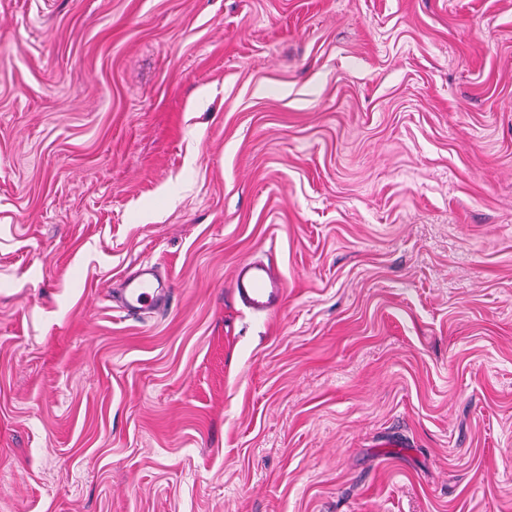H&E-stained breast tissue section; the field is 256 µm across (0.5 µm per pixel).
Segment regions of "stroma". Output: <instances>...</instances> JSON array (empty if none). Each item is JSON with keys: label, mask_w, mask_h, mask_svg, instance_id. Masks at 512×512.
I'll return each instance as SVG.
<instances>
[{"label": "stroma", "mask_w": 512, "mask_h": 512, "mask_svg": "<svg viewBox=\"0 0 512 512\" xmlns=\"http://www.w3.org/2000/svg\"><path fill=\"white\" fill-rule=\"evenodd\" d=\"M0 512H512V0H0ZM233 293L236 299L253 312L275 315L284 299V279L274 268L262 261L246 260L235 270ZM151 275L153 268L147 266L125 282L126 298L123 305L128 315H139L146 310H158L166 305V291L156 288Z\"/></svg>", "instance_id": "obj_1"}]
</instances>
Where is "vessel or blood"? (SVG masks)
<instances>
[{
	"label": "vessel or blood",
	"mask_w": 512,
	"mask_h": 512,
	"mask_svg": "<svg viewBox=\"0 0 512 512\" xmlns=\"http://www.w3.org/2000/svg\"><path fill=\"white\" fill-rule=\"evenodd\" d=\"M152 273V268L146 267L127 279L123 302L127 314L134 316L165 306L166 292L156 287ZM233 293L248 309L270 316L279 311L285 299L286 287L282 276L272 266L247 260L235 270Z\"/></svg>",
	"instance_id": "vessel-or-blood-1"
}]
</instances>
